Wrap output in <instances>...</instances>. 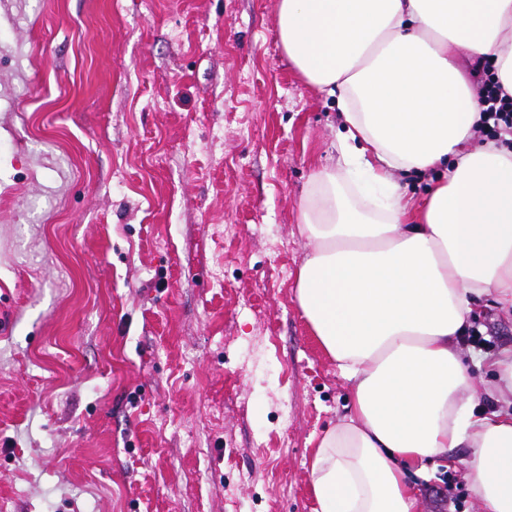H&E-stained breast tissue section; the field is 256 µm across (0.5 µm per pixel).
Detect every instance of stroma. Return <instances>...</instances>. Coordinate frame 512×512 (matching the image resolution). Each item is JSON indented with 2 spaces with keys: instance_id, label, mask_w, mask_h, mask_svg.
<instances>
[{
  "instance_id": "obj_1",
  "label": "stroma",
  "mask_w": 512,
  "mask_h": 512,
  "mask_svg": "<svg viewBox=\"0 0 512 512\" xmlns=\"http://www.w3.org/2000/svg\"><path fill=\"white\" fill-rule=\"evenodd\" d=\"M339 129L275 0H0V512H319L352 383L297 305V207ZM471 326L492 411L512 314ZM452 454L420 512H481Z\"/></svg>"
}]
</instances>
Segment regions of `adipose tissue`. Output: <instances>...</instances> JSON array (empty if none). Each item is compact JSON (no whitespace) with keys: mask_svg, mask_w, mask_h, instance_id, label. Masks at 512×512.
<instances>
[{"mask_svg":"<svg viewBox=\"0 0 512 512\" xmlns=\"http://www.w3.org/2000/svg\"><path fill=\"white\" fill-rule=\"evenodd\" d=\"M275 18L343 126L298 203L296 301L354 396L313 452L320 512H419L408 474L463 443L484 512H512V411L475 413L457 347L474 299L512 309V136L475 141L462 72L512 95V0H276ZM399 171L442 178L418 207Z\"/></svg>","mask_w":512,"mask_h":512,"instance_id":"ef3b65f1","label":"adipose tissue"}]
</instances>
